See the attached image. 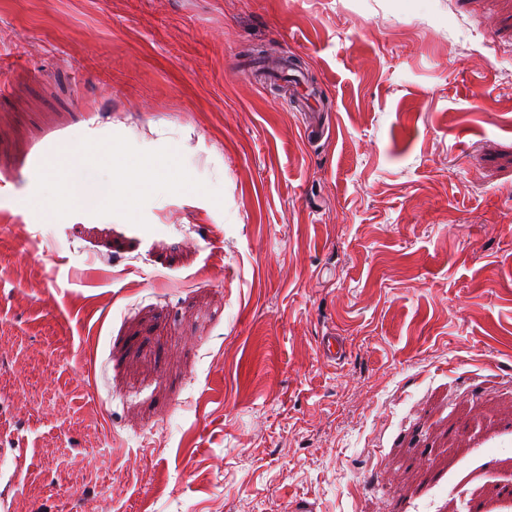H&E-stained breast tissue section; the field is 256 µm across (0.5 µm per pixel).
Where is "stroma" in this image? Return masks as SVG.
Here are the masks:
<instances>
[{
    "instance_id": "1",
    "label": "stroma",
    "mask_w": 512,
    "mask_h": 512,
    "mask_svg": "<svg viewBox=\"0 0 512 512\" xmlns=\"http://www.w3.org/2000/svg\"><path fill=\"white\" fill-rule=\"evenodd\" d=\"M300 501L512 512V0H0V512ZM127 170L133 178L139 177L141 170L136 161L124 151H116L108 147L99 150L86 151L82 154L78 167L74 171L72 184L66 191V203L70 208L79 210L93 202L107 203L111 195L96 193L95 173L102 160H108Z\"/></svg>"
}]
</instances>
